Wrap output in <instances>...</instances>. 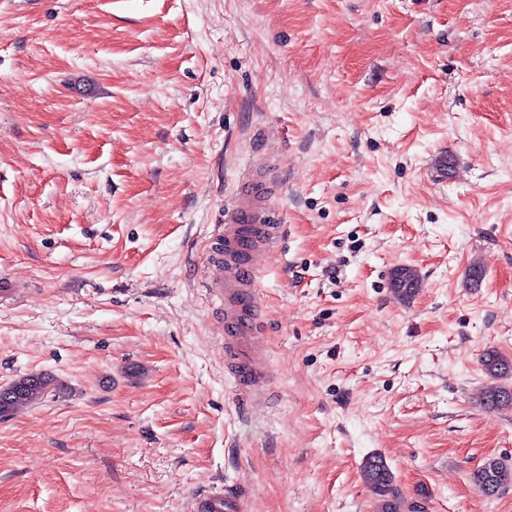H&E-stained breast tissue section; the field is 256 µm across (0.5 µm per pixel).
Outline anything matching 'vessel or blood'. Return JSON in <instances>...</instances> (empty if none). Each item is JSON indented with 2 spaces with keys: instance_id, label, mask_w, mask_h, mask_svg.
I'll return each instance as SVG.
<instances>
[{
  "instance_id": "b4317fda",
  "label": "vessel or blood",
  "mask_w": 512,
  "mask_h": 512,
  "mask_svg": "<svg viewBox=\"0 0 512 512\" xmlns=\"http://www.w3.org/2000/svg\"><path fill=\"white\" fill-rule=\"evenodd\" d=\"M263 188L236 194L224 207V222L212 236L207 254V293L223 304L224 355L235 365L241 410L267 396V373L258 347L263 326L258 318L256 254L280 244L281 227L269 223ZM248 497L211 488L194 496V512H245Z\"/></svg>"
}]
</instances>
